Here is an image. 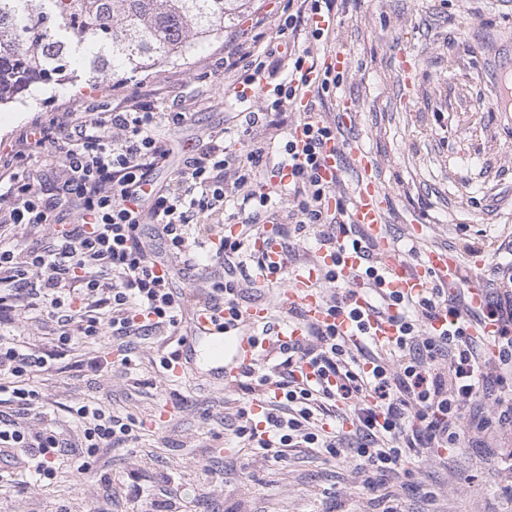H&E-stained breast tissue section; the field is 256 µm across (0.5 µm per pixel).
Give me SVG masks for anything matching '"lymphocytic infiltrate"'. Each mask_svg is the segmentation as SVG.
Returning <instances> with one entry per match:
<instances>
[{
  "label": "lymphocytic infiltrate",
  "mask_w": 512,
  "mask_h": 512,
  "mask_svg": "<svg viewBox=\"0 0 512 512\" xmlns=\"http://www.w3.org/2000/svg\"><path fill=\"white\" fill-rule=\"evenodd\" d=\"M224 63L244 71L235 91L242 103L249 92H262L272 70L258 53L228 56ZM287 68V81L274 86L266 107L245 113L242 153H227L223 132H216L210 145L186 157L164 186L156 185L154 173L168 166L172 150L157 129L163 123L184 124L188 113L162 112L154 102L134 96L73 125L53 118L27 128L18 149L0 155V179L7 185L0 200L8 204L0 219V325L30 311L49 310L61 347L104 334L120 343L177 330L186 296L173 288L170 268L173 261L193 260L198 237L212 230L211 225L195 224L194 218L219 216L230 180L251 186L245 201L253 210L237 233L219 235L215 254L223 258L224 271L208 276L199 301L203 307L223 305L225 325L243 321L239 258L258 237H311L332 254L359 250L365 262L357 277L382 282V260L347 222L345 207H328L330 185L320 174L321 149L335 133L317 116L316 101L340 78L293 50ZM299 103L304 106L301 135H289L283 151L270 154L252 138L253 128L280 127L285 109ZM50 149L66 178L52 192L38 193L27 180L24 163ZM261 172L287 176L281 189L294 201L287 223L277 222L271 193L254 190ZM70 206L78 212V223L63 221L62 212ZM16 224L43 229L44 244L17 249L10 232ZM148 228L164 246L153 261L147 257ZM324 278L338 287L326 299L330 322L311 325L300 341L273 340L274 370L255 378V389L263 395L261 411L239 408L233 434L251 455L277 462L293 448L350 460L382 512H401L384 482L411 477L408 459L431 448L460 447L466 430L477 436L512 433V397L503 392L512 375V289L485 294L476 308L464 287L451 293L434 286L415 300L393 296L398 335L385 344L389 356L384 359L372 353L356 356L346 345L336 320L356 319L354 291L340 269L326 270ZM441 317L447 318V328L434 330L433 321ZM474 321L493 325V358H485L477 337L469 334ZM50 358V353L23 350L13 338L0 336V394L30 412L39 402L30 377L48 369ZM306 364L316 375L314 383L296 377ZM489 399L497 407L492 414L480 409ZM341 406L354 417L352 434L326 430L321 420ZM72 414L87 454L76 467L80 474L89 471L90 458L99 449L136 442L142 426L134 417L92 402ZM67 446L54 426L33 431L23 421L1 417L0 485L17 465L54 479V462Z\"/></svg>",
  "instance_id": "1"
}]
</instances>
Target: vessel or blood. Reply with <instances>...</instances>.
Segmentation results:
<instances>
[{"mask_svg":"<svg viewBox=\"0 0 512 512\" xmlns=\"http://www.w3.org/2000/svg\"><path fill=\"white\" fill-rule=\"evenodd\" d=\"M351 154L361 168L360 178L348 206V221L357 225L375 246L385 263L386 288L407 295L418 296L431 282L455 289L457 263L447 251L431 250L424 254L420 264H409L402 251L390 238L385 224L383 193L373 176V159L357 145L351 146ZM333 255L320 253L312 264L294 271L285 290L288 306L300 310L297 319L286 321L278 332L281 341L302 339L309 325L326 321L325 297L314 283L318 275L334 263ZM358 310L369 327L372 338L378 342L393 340L396 330L392 318L395 307L381 309L376 306L367 284L354 286ZM203 347L214 361L223 365L226 380L239 378L243 369L259 360L260 340L252 333L224 332L213 324V313L198 310L191 316L186 336L182 338L184 352Z\"/></svg>","mask_w":512,"mask_h":512,"instance_id":"1","label":"vessel or blood"}]
</instances>
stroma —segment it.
<instances>
[{
  "label": "stroma",
  "mask_w": 512,
  "mask_h": 512,
  "mask_svg": "<svg viewBox=\"0 0 512 512\" xmlns=\"http://www.w3.org/2000/svg\"><path fill=\"white\" fill-rule=\"evenodd\" d=\"M287 14V0H254L221 37L197 46L187 63L158 68L140 89L108 78L95 87L79 76L0 106V154L35 120L84 117L139 91L157 98L160 111L192 115L182 127L160 129L173 154L171 167L156 172L158 184L169 183L184 153L204 148L214 131L224 130L227 152H240V114L263 109L266 98L244 106L229 99L225 90L240 74L225 70L224 57L260 50L271 37L277 56H287L280 33ZM339 44L352 65L316 108L340 140L373 157L391 238L424 252L448 250L487 287L495 256L465 247L512 240V112L495 106L501 73L512 64V0H344L327 33L301 37L298 47L319 60ZM344 97L353 110L347 125ZM54 327L47 315L0 326L21 345L55 351L51 369L33 378L40 404L28 423L55 422L73 444L55 462L57 479L0 487V512H142L129 487L153 493L164 477L179 491L172 512H377L350 462L307 448L280 462L240 451L227 426L251 395L225 391L192 358L183 376L165 371L160 361L177 350L176 336L122 347L106 335L68 352L55 350ZM95 356L108 368L88 370L84 361ZM89 400L133 415L145 429L135 446L100 449L91 471L75 476L70 465L83 451L68 409ZM411 467L412 478L395 488L402 512H512V434L438 448Z\"/></svg>",
  "instance_id": "stroma-1"
}]
</instances>
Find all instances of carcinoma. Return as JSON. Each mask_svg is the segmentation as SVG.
Here are the masks:
<instances>
[{
	"mask_svg": "<svg viewBox=\"0 0 512 512\" xmlns=\"http://www.w3.org/2000/svg\"><path fill=\"white\" fill-rule=\"evenodd\" d=\"M252 0H0V105L79 66L88 80L177 64Z\"/></svg>",
	"mask_w": 512,
	"mask_h": 512,
	"instance_id": "cac0c4a2",
	"label": "carcinoma"
}]
</instances>
